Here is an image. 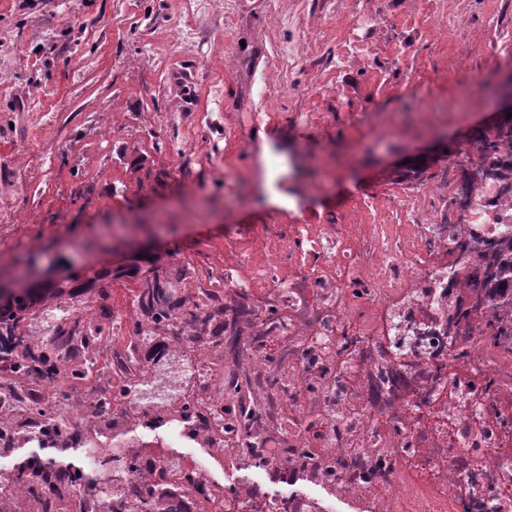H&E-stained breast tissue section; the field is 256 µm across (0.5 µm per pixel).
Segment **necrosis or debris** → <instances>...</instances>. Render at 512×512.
<instances>
[{
	"mask_svg": "<svg viewBox=\"0 0 512 512\" xmlns=\"http://www.w3.org/2000/svg\"><path fill=\"white\" fill-rule=\"evenodd\" d=\"M451 199L453 209L442 206ZM406 224H320L307 217L232 240L234 263L186 265L189 304H204L198 282L224 298V358L210 354L164 373L125 380L134 340L131 317L113 308L112 372L79 394L70 422L93 448H121L170 405L164 436L138 465L125 468L113 498L124 512L154 473L188 474L174 501L181 512H212L229 500L235 512H512V336L486 343L492 327L512 325V311L487 298L482 282L512 242V184L494 177L467 187L449 177L406 207ZM472 319L457 321V308ZM491 389H483L484 378ZM190 378L207 403L203 415L181 418L180 384ZM52 383L0 379V428L12 426L18 398L56 407ZM135 405L123 436L104 433L100 404ZM245 418L222 448L206 431L228 415ZM203 449L179 456L175 447ZM313 449L316 459L300 451ZM264 470L272 484L258 491L226 486L212 462ZM287 492H277V484ZM24 512H100L84 484L60 486L42 502L19 484Z\"/></svg>",
	"mask_w": 512,
	"mask_h": 512,
	"instance_id": "necrosis-or-debris-1",
	"label": "necrosis or debris"
}]
</instances>
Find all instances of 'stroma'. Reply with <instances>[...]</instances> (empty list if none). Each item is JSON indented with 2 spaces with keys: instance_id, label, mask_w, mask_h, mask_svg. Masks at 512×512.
<instances>
[{
  "instance_id": "1",
  "label": "stroma",
  "mask_w": 512,
  "mask_h": 512,
  "mask_svg": "<svg viewBox=\"0 0 512 512\" xmlns=\"http://www.w3.org/2000/svg\"><path fill=\"white\" fill-rule=\"evenodd\" d=\"M270 2L0 0V267H89L76 306L104 289L129 309L104 274L130 252L219 263L225 237L294 212L403 223L392 199L493 120L512 0ZM364 112L383 130L362 140Z\"/></svg>"
}]
</instances>
